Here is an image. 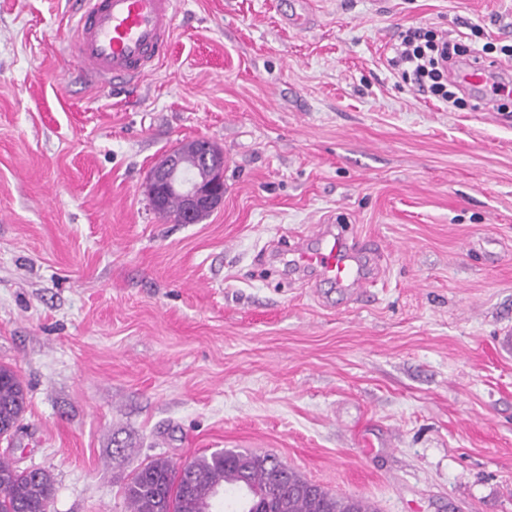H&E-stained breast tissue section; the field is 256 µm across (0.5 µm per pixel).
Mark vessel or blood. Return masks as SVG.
<instances>
[{
	"mask_svg": "<svg viewBox=\"0 0 512 512\" xmlns=\"http://www.w3.org/2000/svg\"><path fill=\"white\" fill-rule=\"evenodd\" d=\"M179 0H76L73 58L102 84L136 81L149 75L169 53ZM496 65L464 63L455 79L478 94L490 93ZM296 272H310L335 288L363 292L374 287L363 253L345 229H325L293 251Z\"/></svg>",
	"mask_w": 512,
	"mask_h": 512,
	"instance_id": "b4317fda",
	"label": "vessel or blood"
}]
</instances>
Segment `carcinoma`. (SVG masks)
<instances>
[{
	"instance_id": "1",
	"label": "carcinoma",
	"mask_w": 512,
	"mask_h": 512,
	"mask_svg": "<svg viewBox=\"0 0 512 512\" xmlns=\"http://www.w3.org/2000/svg\"><path fill=\"white\" fill-rule=\"evenodd\" d=\"M25 407L18 373L0 366V437L10 435ZM55 496L47 471L20 470L0 458V512H51ZM125 496L130 512H374L359 498L309 482L273 456L232 449L180 466L153 459L134 472Z\"/></svg>"
}]
</instances>
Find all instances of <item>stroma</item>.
Listing matches in <instances>:
<instances>
[{"label": "stroma", "instance_id": "stroma-1", "mask_svg": "<svg viewBox=\"0 0 512 512\" xmlns=\"http://www.w3.org/2000/svg\"><path fill=\"white\" fill-rule=\"evenodd\" d=\"M180 0L168 56L102 85L72 0H0V365L27 393L0 456L52 512H128L134 471L271 455L379 512H512V97L402 80L410 27L512 45V0ZM224 154L195 224L145 191L185 141ZM378 283L289 271L321 224Z\"/></svg>", "mask_w": 512, "mask_h": 512}]
</instances>
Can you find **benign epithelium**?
<instances>
[{
  "mask_svg": "<svg viewBox=\"0 0 512 512\" xmlns=\"http://www.w3.org/2000/svg\"><path fill=\"white\" fill-rule=\"evenodd\" d=\"M223 152L207 139L195 144L194 154H179L162 159L150 172L146 192L161 212L171 195L179 196L187 223L209 213L224 202V166L216 164Z\"/></svg>",
  "mask_w": 512,
  "mask_h": 512,
  "instance_id": "obj_1",
  "label": "benign epithelium"
}]
</instances>
